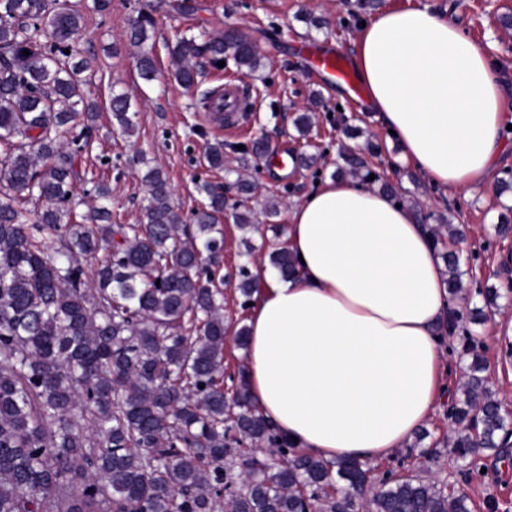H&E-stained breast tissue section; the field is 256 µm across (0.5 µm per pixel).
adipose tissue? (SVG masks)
Here are the masks:
<instances>
[{
	"mask_svg": "<svg viewBox=\"0 0 512 512\" xmlns=\"http://www.w3.org/2000/svg\"><path fill=\"white\" fill-rule=\"evenodd\" d=\"M355 71L400 159L433 185H486L505 144L506 81L487 51L428 9L386 10L359 29ZM282 278L256 272L247 319L253 404L306 455L372 463L406 447L445 396L454 312L432 238L358 181L324 180L288 214Z\"/></svg>",
	"mask_w": 512,
	"mask_h": 512,
	"instance_id": "1",
	"label": "adipose tissue"
}]
</instances>
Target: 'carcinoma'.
Listing matches in <instances>:
<instances>
[{
    "mask_svg": "<svg viewBox=\"0 0 512 512\" xmlns=\"http://www.w3.org/2000/svg\"><path fill=\"white\" fill-rule=\"evenodd\" d=\"M165 6L198 10L195 0H150L130 18L145 81L156 74L153 13ZM84 18L70 0H0V512H471L467 494L401 473L402 459L372 486L366 461L298 453L251 404L244 372L225 373L224 293L213 284L223 192L197 185L206 203L187 225L153 168L146 223H112L102 183L77 212L96 116L77 49ZM171 58L186 87L206 62L231 61L244 76L262 66L236 28L178 31ZM110 108L132 135L129 96L112 94ZM204 159L224 169V145ZM339 159L341 172L373 174L359 153ZM428 230L436 246L456 239L452 224ZM280 237L267 248L287 278L294 258ZM441 256L455 295L465 272L454 252ZM466 354L448 451L472 478L482 459L503 454L508 419L475 339Z\"/></svg>",
    "mask_w": 512,
    "mask_h": 512,
    "instance_id": "cac0c4a2",
    "label": "carcinoma"
}]
</instances>
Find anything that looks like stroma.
I'll use <instances>...</instances> for the list:
<instances>
[{
  "instance_id": "1",
  "label": "stroma",
  "mask_w": 512,
  "mask_h": 512,
  "mask_svg": "<svg viewBox=\"0 0 512 512\" xmlns=\"http://www.w3.org/2000/svg\"><path fill=\"white\" fill-rule=\"evenodd\" d=\"M144 0H112L106 13L87 11L78 44L90 63L86 73V95L98 105L89 145L82 153L81 169L86 180L103 182L112 190V221L140 224L148 204L143 176L156 168L166 176L172 203L184 222L201 207L204 197L197 191L207 181L223 191L228 202L240 197L239 180L258 186L259 203L254 207V225L239 229L233 215H226L220 228L224 254L218 277L228 282L224 295V323L229 335L224 344V365L236 372L246 367V351L233 337L244 326L249 306L237 285L241 268L269 267V257L260 245L272 238L273 229L287 226L288 212L321 178H336L340 146L355 149L375 144L377 153L368 156L369 167L381 177L399 183L396 200L422 217L444 218L463 225L467 233L456 249L464 271L459 310L462 327L459 346L476 339L485 356L491 384L498 399L512 396V337L495 327L493 319L475 324L471 308L483 306L482 293L496 286L500 298L512 308V235H499L496 226L512 211V192L498 193L502 182H512V135L488 184L472 192L447 191L432 185L410 165L399 161L400 146L366 102L354 101L345 84L323 83L310 71L307 48H321L352 57L357 28L377 13L398 8H427L448 15L475 44L489 51L503 67L512 87V29L501 24L512 15V0H197L198 12L189 19L159 11L155 15L152 39L158 75L144 82L137 69V51L128 43V21ZM214 36L228 28L249 35L263 56L262 67L242 83L255 110L243 126L228 129L199 108L204 91L223 86L233 64L206 66L202 86L187 89L171 76L169 44L175 29ZM129 94L136 111V131L123 135L112 123L110 99L113 92ZM308 114L313 123L310 145L298 141L294 118ZM359 128L360 134L345 138L342 125ZM262 142L264 150L240 153L239 145ZM223 143L226 167L216 171L204 163L207 147ZM281 151L291 157V167L269 165L267 155ZM275 204L276 215L264 207ZM405 467L411 472L435 478L444 491L464 490L471 498L473 512H512V467L487 458L485 473L467 480L460 474L448 452L431 463L402 448Z\"/></svg>"
}]
</instances>
